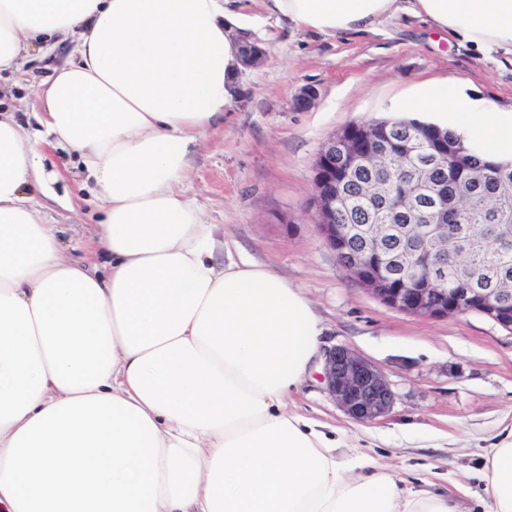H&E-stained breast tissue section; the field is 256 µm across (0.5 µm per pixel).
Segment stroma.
Returning a JSON list of instances; mask_svg holds the SVG:
<instances>
[{"label": "stroma", "mask_w": 512, "mask_h": 512, "mask_svg": "<svg viewBox=\"0 0 512 512\" xmlns=\"http://www.w3.org/2000/svg\"><path fill=\"white\" fill-rule=\"evenodd\" d=\"M265 50L241 72L244 93L191 157L184 194L201 206L243 255L300 286L324 327L323 347L344 345L385 375L395 402L384 416L345 415L312 372L290 407L336 433L358 453L392 467L404 487L430 478V492L479 512L477 473L486 450L512 427V332L476 313L427 318L380 303L348 277L314 226L313 163L329 134L371 119L427 120L417 106L422 85L465 87L490 106L512 108V63L459 46L411 19L378 34L296 33L272 19L251 30ZM75 42H46L20 72L0 76V108L35 107L39 79L73 57ZM316 92L299 106L305 89ZM62 178L54 197L36 194L64 231L65 256L84 260L96 248L100 211L85 174L66 150L50 151Z\"/></svg>", "instance_id": "stroma-1"}]
</instances>
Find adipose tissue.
Segmentation results:
<instances>
[{
  "label": "adipose tissue",
  "mask_w": 512,
  "mask_h": 512,
  "mask_svg": "<svg viewBox=\"0 0 512 512\" xmlns=\"http://www.w3.org/2000/svg\"><path fill=\"white\" fill-rule=\"evenodd\" d=\"M253 4L328 36L404 14L512 58V0H0V73L77 40L37 86V128L0 113V512H459L288 411L320 320L270 267L215 262L182 193L241 93ZM421 104L512 159V109L435 86ZM59 142L93 182L105 273L65 257L33 200ZM483 479L487 512H512V431Z\"/></svg>",
  "instance_id": "adipose-tissue-1"
}]
</instances>
